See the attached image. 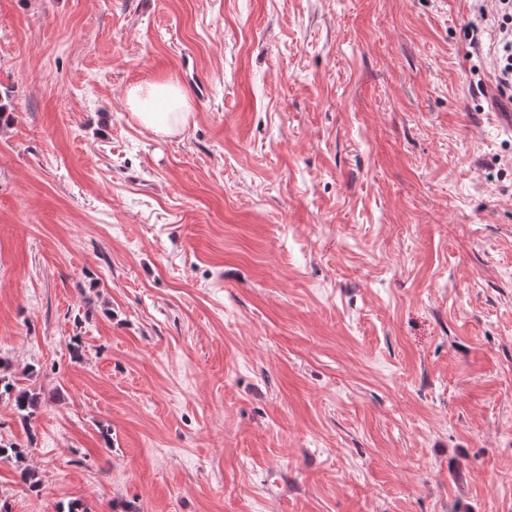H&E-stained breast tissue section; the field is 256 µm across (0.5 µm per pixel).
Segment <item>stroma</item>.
Here are the masks:
<instances>
[{"label": "stroma", "instance_id": "obj_1", "mask_svg": "<svg viewBox=\"0 0 512 512\" xmlns=\"http://www.w3.org/2000/svg\"><path fill=\"white\" fill-rule=\"evenodd\" d=\"M477 21L0 0V358L42 400H0L41 480L0 461L7 512H512V91ZM168 79L157 136L125 93ZM126 103L138 124L156 135L167 136L187 123V96L172 81L131 86Z\"/></svg>", "mask_w": 512, "mask_h": 512}]
</instances>
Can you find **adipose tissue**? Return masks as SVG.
I'll list each match as a JSON object with an SVG mask.
<instances>
[{
  "mask_svg": "<svg viewBox=\"0 0 512 512\" xmlns=\"http://www.w3.org/2000/svg\"><path fill=\"white\" fill-rule=\"evenodd\" d=\"M126 103L138 124L157 135H169L187 123V96L172 81L131 86Z\"/></svg>",
  "mask_w": 512,
  "mask_h": 512,
  "instance_id": "1",
  "label": "adipose tissue"
}]
</instances>
